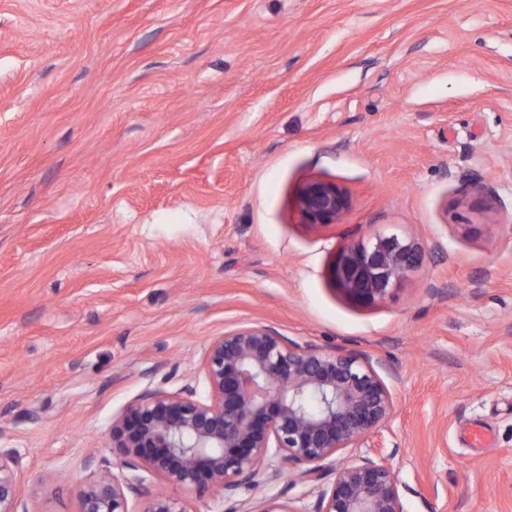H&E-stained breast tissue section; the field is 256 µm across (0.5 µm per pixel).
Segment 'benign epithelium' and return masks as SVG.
<instances>
[{
    "label": "benign epithelium",
    "mask_w": 512,
    "mask_h": 512,
    "mask_svg": "<svg viewBox=\"0 0 512 512\" xmlns=\"http://www.w3.org/2000/svg\"><path fill=\"white\" fill-rule=\"evenodd\" d=\"M299 223L336 224L351 208L348 191L312 178L297 200ZM422 248L396 233L340 248L332 277L355 304L383 301L423 260ZM208 396L188 387L149 393L112 421L120 471L102 470L78 491V512H188L177 496L151 489L142 473L197 494L231 498L254 489L265 463L274 476L295 471L316 493L312 510L282 495L237 512H405L394 473L369 454L345 462L389 421L393 377L380 360L342 347L301 345L261 324H244L210 340L204 352ZM17 459L0 451V512H18Z\"/></svg>",
    "instance_id": "benign-epithelium-1"
}]
</instances>
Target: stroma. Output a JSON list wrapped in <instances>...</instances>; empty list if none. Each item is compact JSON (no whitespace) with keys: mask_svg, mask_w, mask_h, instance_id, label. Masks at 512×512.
I'll return each mask as SVG.
<instances>
[{"mask_svg":"<svg viewBox=\"0 0 512 512\" xmlns=\"http://www.w3.org/2000/svg\"><path fill=\"white\" fill-rule=\"evenodd\" d=\"M340 223H299L309 179ZM425 257L383 302L341 245ZM245 323L396 372L406 512H512V0H0V449L78 512L142 395ZM296 207L299 223L311 226L336 224L350 210L351 198L336 181L312 178L302 186ZM422 248L397 233L377 235L340 248L332 277L355 304L370 307L383 301L400 280L423 260Z\"/></svg>","mask_w":512,"mask_h":512,"instance_id":"35a3bbf8","label":"stroma"}]
</instances>
